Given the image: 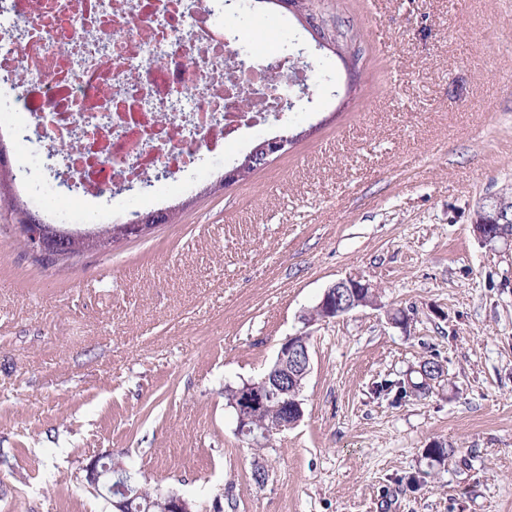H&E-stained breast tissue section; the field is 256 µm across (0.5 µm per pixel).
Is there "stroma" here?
<instances>
[{"mask_svg":"<svg viewBox=\"0 0 512 512\" xmlns=\"http://www.w3.org/2000/svg\"><path fill=\"white\" fill-rule=\"evenodd\" d=\"M314 11L359 49L355 69L267 0H226L225 34L299 57L309 93L183 175L77 199L36 133L19 142L32 213L72 207L86 230L103 209L176 213L46 265L0 207V512H112L84 471L106 450L198 512H512V244L472 229L512 189V0ZM297 133L219 187L255 144ZM349 275L379 286L377 306L304 326ZM304 329V418L258 447L225 391ZM428 360L429 392L406 391Z\"/></svg>","mask_w":512,"mask_h":512,"instance_id":"obj_1","label":"stroma"}]
</instances>
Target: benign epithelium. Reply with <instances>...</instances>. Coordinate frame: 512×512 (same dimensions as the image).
<instances>
[{"mask_svg":"<svg viewBox=\"0 0 512 512\" xmlns=\"http://www.w3.org/2000/svg\"><path fill=\"white\" fill-rule=\"evenodd\" d=\"M273 4L295 15L304 25L318 47L334 49L342 55L339 43L333 38L318 19L311 18L302 0H273ZM293 138L276 136L261 142L252 150V157L267 160L272 155L283 152ZM504 197H496L493 202L479 206L475 213L473 230L485 244L498 241H512V216L503 213ZM512 204V198L507 200ZM26 249L37 259L59 260L75 253L80 243L98 250H109L121 238L138 237L146 234L152 226L141 224H121L116 234L100 231L78 232L61 226L54 228L46 224L19 225ZM374 285L360 276H347L326 288L316 304L321 315L305 316L302 321L310 325L316 321H327L343 316L359 307L374 306ZM311 371L309 336L298 332L287 337L281 344L274 364L268 369L260 383H247L239 388L232 401L237 414L238 426L242 431H254V414L262 410L270 401L276 400L282 408L281 417L274 423L260 427L261 434L268 437L299 423L304 410L300 393L303 381ZM113 453L108 450L96 455L86 465L88 485L104 496L112 505L113 512H128V495L126 488L134 479L129 468L112 472L108 461ZM164 499V512H193L192 503L172 492L160 495Z\"/></svg>","mask_w":512,"mask_h":512,"instance_id":"benign-epithelium-1","label":"benign epithelium"}]
</instances>
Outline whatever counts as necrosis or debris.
Masks as SVG:
<instances>
[{
    "mask_svg": "<svg viewBox=\"0 0 512 512\" xmlns=\"http://www.w3.org/2000/svg\"><path fill=\"white\" fill-rule=\"evenodd\" d=\"M213 16L208 0H0V73L24 87L43 139L69 144L78 195L182 172L282 111L261 52L240 69Z\"/></svg>",
    "mask_w": 512,
    "mask_h": 512,
    "instance_id": "4bbe7bcc",
    "label": "necrosis or debris"
}]
</instances>
